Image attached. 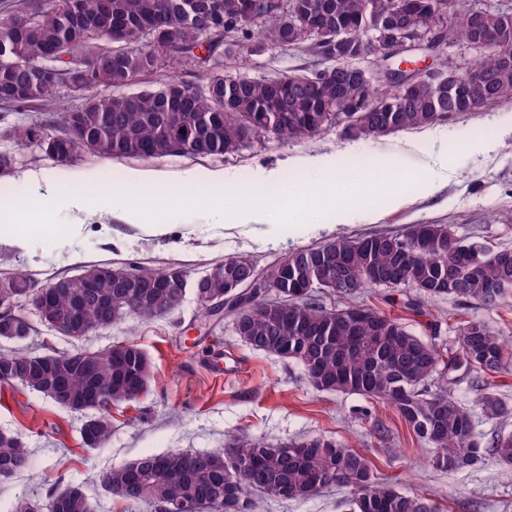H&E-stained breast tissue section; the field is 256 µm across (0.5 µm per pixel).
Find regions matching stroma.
<instances>
[{"mask_svg":"<svg viewBox=\"0 0 512 512\" xmlns=\"http://www.w3.org/2000/svg\"><path fill=\"white\" fill-rule=\"evenodd\" d=\"M242 58V74L253 79L330 65L329 60L305 50H272L256 42ZM34 117L31 111L0 108V152L15 159L12 174L0 176V191L5 194L0 210L15 201L22 187L34 204L53 203L56 196L76 190L80 170L110 178L115 189L122 187L121 176L129 168L172 176L193 169L202 177L221 170L246 190L261 166L285 163L288 177L301 179L305 158L315 154L332 156L341 166H355L360 176L368 175L378 158L391 156L399 172L413 177L414 183L402 192L404 205L394 207L383 198L359 209L343 224L330 214L328 229L321 231L308 224L283 230L271 224L224 229L212 224L207 214L195 213L172 216V233L157 239L146 236L141 227L93 209L77 212L56 206L57 223L82 225V233L41 238L24 248L0 243V277L21 269L44 284L108 264L160 270L179 267L195 279L212 263L228 257L247 255L262 267L339 237L401 234L414 224H445L459 241H478L493 252L512 249V100L378 138L355 139L334 127L307 140L257 141L222 156L112 159L88 154L74 171L13 139L12 130ZM471 128L482 129L488 152L461 151ZM442 156L448 160V180L437 193L427 194L422 183L425 168ZM39 170L48 172V180L24 182V173ZM111 233L116 234V243L108 242ZM413 293L407 286L391 291L370 286L362 290L359 300L400 319L442 350L456 347L461 328L474 319L504 337L512 336V295L494 309L444 297L425 302L421 316L387 302L388 297ZM20 312L33 325L30 336L19 342L0 340V351L32 355L67 353L78 347L97 351L130 341L148 355L151 379L137 401L112 407V433L95 449L82 441L85 414L19 385L0 386V431L18 435L35 459L34 469L0 481V512H13L21 499L44 502L50 491L69 485L82 489L92 512H157L153 503L132 502L108 492L101 482L103 473L144 455L213 451L243 435L268 446L317 437L344 443L372 463L377 477L395 483L404 493L429 498L434 512H512V475L493 455L470 468L436 467L431 448L383 401L316 389L298 363L252 350L237 335L232 317L212 321L200 331L193 329L202 312L194 294H186L182 304L163 318L125 319L77 341L48 330L32 306L23 305ZM451 395L470 413L484 447L512 431V417L485 415L468 379H460ZM348 498V490L338 486L305 500L256 496L258 512H346Z\"/></svg>","mask_w":512,"mask_h":512,"instance_id":"35a3bbf8","label":"stroma"}]
</instances>
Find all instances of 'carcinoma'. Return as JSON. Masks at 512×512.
Returning <instances> with one entry per match:
<instances>
[{
	"instance_id": "carcinoma-1",
	"label": "carcinoma",
	"mask_w": 512,
	"mask_h": 512,
	"mask_svg": "<svg viewBox=\"0 0 512 512\" xmlns=\"http://www.w3.org/2000/svg\"><path fill=\"white\" fill-rule=\"evenodd\" d=\"M210 0H0V104L6 108L38 106L44 118L18 127L15 138L37 147L60 166H71L86 154L114 159L155 158L168 155L231 154L259 140H305L336 125L335 113L323 111L336 96L351 101L366 96L388 112H366L354 137H379L417 129L445 119L453 110L467 114L463 101L448 100V92L417 81L406 97L393 83L379 82L362 89L344 82L334 69L309 73L319 81L314 91L302 87L280 94L279 75L262 80L239 76L240 52L258 39L274 49H309L313 38L288 26V9L311 10L331 26L341 24L355 43L367 40L359 18L376 11L387 19V0H293L292 5L265 8L256 24L216 29L209 23ZM455 16L454 37L468 41L475 34L472 0H448ZM486 29L507 28L502 49L473 61L476 72L497 76L507 91L495 100L512 99V23L489 16ZM153 28L158 40L146 43L142 30ZM181 72L203 75L208 92L179 78ZM163 79L138 92L102 96L101 87L124 88L149 77ZM421 233L433 247L413 251L405 246L409 233L373 234L358 239L338 238L290 255V267L309 270L317 287L346 301L343 307L324 308L310 301L311 293H293V276L274 283L275 295H259L249 306L229 300L236 281H248L255 268L243 260L226 258L208 270L194 289L204 306V317L232 316L240 338L253 349L301 364L317 388L385 401L436 452L442 469L473 467L484 459L480 437L469 412L448 395L464 371L481 381L480 374L504 364L505 339L485 323L469 321L459 347L443 355L433 344L415 335L397 318L371 308L362 321L348 319L359 289L375 285L339 286L340 266H325L327 251L343 257L349 268L375 269L397 284L416 289L406 306L419 311L426 300L452 296L486 308L491 291L497 302L512 293V251L476 254L473 244L448 240V225L423 224ZM111 266L94 267L63 277L41 302L44 321H68L81 336L116 322L112 300L127 289L112 278ZM184 271L137 269L134 319L162 318L186 295ZM11 285L19 302L28 296L29 275L17 270L0 278ZM32 330L25 319L3 320L0 337L21 340ZM23 374L21 385L53 396L62 382L63 397L72 404L85 400L91 388L104 400L87 420L95 423L89 448L103 445L112 431L114 403L133 401L150 382L151 361L134 343L66 354L0 353V385ZM440 377L445 385L432 392L427 385ZM499 464L512 473V433L500 435L494 446ZM33 459L14 435L0 432V480L29 470ZM105 488L132 501H152L159 512L179 501L196 503L198 512H254L249 495H269L288 486L290 498L307 499L334 485L353 493L351 512H433L425 496L403 493L374 474L370 461L347 445L316 438L300 443L267 446L247 436L227 448L211 452L169 451L145 455L102 475ZM14 512H91L77 486L54 491L43 504L25 499Z\"/></svg>"
}]
</instances>
